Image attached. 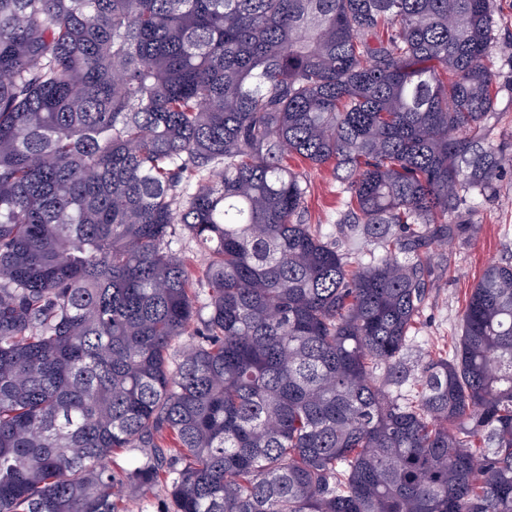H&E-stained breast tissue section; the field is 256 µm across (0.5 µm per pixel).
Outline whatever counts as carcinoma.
Listing matches in <instances>:
<instances>
[{
  "mask_svg": "<svg viewBox=\"0 0 512 512\" xmlns=\"http://www.w3.org/2000/svg\"><path fill=\"white\" fill-rule=\"evenodd\" d=\"M494 40L492 0H0V512H512V261L412 349L498 192ZM288 164L298 172L306 174L309 193L305 204L307 224H322L330 238L336 237V224L343 217L346 194L334 175L332 165L312 167L297 158H289ZM128 512H165L172 509L167 487L155 486L149 491L132 490L126 493Z\"/></svg>",
  "mask_w": 512,
  "mask_h": 512,
  "instance_id": "obj_1",
  "label": "carcinoma"
}]
</instances>
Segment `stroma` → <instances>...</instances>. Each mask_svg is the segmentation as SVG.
Returning <instances> with one entry per match:
<instances>
[{
    "mask_svg": "<svg viewBox=\"0 0 512 512\" xmlns=\"http://www.w3.org/2000/svg\"><path fill=\"white\" fill-rule=\"evenodd\" d=\"M497 43L488 65L495 76L498 93L490 121L494 142L512 144V0H493ZM305 173L309 193L305 207L307 223L322 225L335 236L343 217L346 196L331 166L313 167L299 159L289 161ZM480 230L472 239L435 246L432 251V288L421 317L415 348L428 349L458 335L468 294L486 266L512 258V166L506 167L496 198L474 203L470 216Z\"/></svg>",
    "mask_w": 512,
    "mask_h": 512,
    "instance_id": "stroma-1",
    "label": "stroma"
}]
</instances>
